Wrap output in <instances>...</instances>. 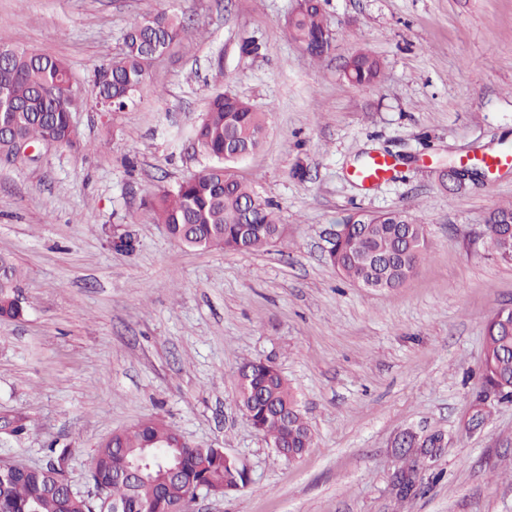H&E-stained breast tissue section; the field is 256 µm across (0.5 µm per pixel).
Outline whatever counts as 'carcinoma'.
<instances>
[{
    "mask_svg": "<svg viewBox=\"0 0 512 512\" xmlns=\"http://www.w3.org/2000/svg\"><path fill=\"white\" fill-rule=\"evenodd\" d=\"M291 39L314 58L331 46L332 34L324 21L322 0H306L286 20ZM184 21L175 13L160 12L128 25L119 57L103 70L96 101L105 109L121 111L134 101V93L148 76L153 60L180 43ZM350 77L358 84H373L382 63L359 51L348 62ZM80 104L66 63L38 50L0 46V156L18 153L23 143L73 146L72 112ZM266 135L264 113L227 92H216L194 128L193 139L212 164L174 187L154 192L145 206L153 220L165 226L180 246L206 250L255 251L275 244L283 226L275 205L260 195L235 171L237 153H254ZM507 209L490 212L483 236L501 259L512 253L497 223ZM427 251L424 225L405 210L378 215H350L330 263L348 281L361 288L395 290L404 285ZM24 268L10 254L0 253V319L16 320L26 311L21 284ZM482 379L505 398L512 396V334L486 323ZM237 401L253 428L262 433L277 453H293L299 460L312 447V434L298 400L279 370L257 360H244L237 368ZM448 437L440 431L417 437L404 432L400 448H422L437 454ZM66 451L50 449L42 466L0 471V512H191V488L239 492L249 479L239 461L222 448L186 447L178 429L155 419L112 434L96 450L89 480L102 492L94 499L70 489ZM180 470L169 476L173 462ZM143 475L131 478L133 464Z\"/></svg>",
    "mask_w": 512,
    "mask_h": 512,
    "instance_id": "carcinoma-1",
    "label": "carcinoma"
}]
</instances>
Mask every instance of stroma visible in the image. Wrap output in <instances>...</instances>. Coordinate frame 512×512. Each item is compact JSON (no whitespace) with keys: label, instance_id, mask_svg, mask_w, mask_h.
Listing matches in <instances>:
<instances>
[{"label":"stroma","instance_id":"1","mask_svg":"<svg viewBox=\"0 0 512 512\" xmlns=\"http://www.w3.org/2000/svg\"><path fill=\"white\" fill-rule=\"evenodd\" d=\"M295 0H0V43L64 58L83 100L74 147L0 159V252L27 277L24 316L0 320V415L25 417L0 460L45 464L70 451L68 478L93 495L91 458L147 419L224 449L244 491L199 493L194 512H512V402L483 390L484 331L512 308V262L488 250V214L512 208V168L464 190L440 164L512 152V0H325L322 59L289 38ZM161 11L185 39L158 58L122 112L93 103L98 73L131 20ZM255 39V53L241 48ZM378 57L377 83L345 74ZM264 112L265 140L236 165L279 209L286 231L254 252L191 251L145 199L200 171L190 140L214 92ZM400 157L375 189L354 172ZM406 209L428 237L407 282L370 291L326 259L352 213ZM245 359L272 362L313 434L280 457L236 404ZM482 423H474L477 401ZM450 439L417 495L399 498L396 438ZM350 77L358 84H373L378 81L382 72V63L373 54L359 51L348 62Z\"/></svg>","mask_w":512,"mask_h":512}]
</instances>
